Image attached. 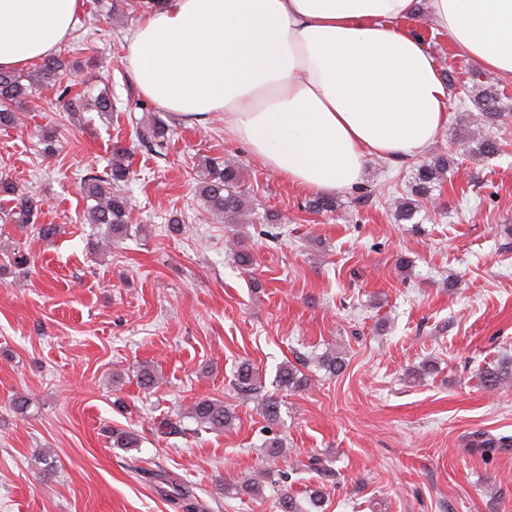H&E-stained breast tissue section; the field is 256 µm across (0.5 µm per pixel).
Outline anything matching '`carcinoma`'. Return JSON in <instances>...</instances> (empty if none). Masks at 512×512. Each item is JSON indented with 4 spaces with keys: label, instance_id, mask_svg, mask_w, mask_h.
Returning <instances> with one entry per match:
<instances>
[{
    "label": "carcinoma",
    "instance_id": "carcinoma-1",
    "mask_svg": "<svg viewBox=\"0 0 512 512\" xmlns=\"http://www.w3.org/2000/svg\"><path fill=\"white\" fill-rule=\"evenodd\" d=\"M77 68V63L68 57L58 54L45 59L41 64L27 72L0 70V126L17 127L20 120L19 110L32 90L54 83L65 72ZM463 106L472 104L476 109L474 117L481 130L471 135L472 144L466 150L475 156H493L501 150L494 130L504 125L508 113L504 111L501 99L494 90L474 83L472 88L464 90L458 97ZM137 138L144 144L163 145L165 127L161 124L143 128L137 132ZM126 150L116 146L113 150V161L109 169L101 174L95 172L83 179L81 193L85 200L92 202L88 206V219L94 224L108 227L109 239H120L129 233V199L117 187L131 180L129 164L125 163ZM449 160L443 154L431 156L418 165L414 173L411 194L400 196L394 201V212L398 220L410 221L414 218L419 199L429 198L437 188L441 187L448 172ZM198 190L207 211L222 214L234 222L242 220L248 211V191L240 177L238 168L231 162L218 159L209 160L201 166ZM0 197L6 198L7 208L3 219L14 224L19 230L37 227L39 238L49 240L58 232L55 224L35 225L42 203L34 195L21 191L8 177L0 176ZM337 201L333 197L316 196L307 201L305 208L311 212H332ZM478 377L484 389L494 392L512 385V360L502 358L478 370ZM160 381L158 372L149 365H143L137 372L139 387L150 390ZM275 382L280 390H296L306 384L300 377V370L290 364L283 363L277 370ZM235 389L248 400L255 403L256 409L264 420L275 425L280 418V401L272 394L264 392L262 376L251 364L242 363L235 374ZM189 419L198 431L221 432L224 427L232 425L236 416L224 401L201 397L193 400L178 421L160 423L165 435H184L186 428L182 419ZM113 445L118 448H136L138 436L126 429L111 430ZM171 495L182 500L183 512H198L197 502L189 492L179 484L171 485ZM323 494L319 488H311L306 492V505H301L297 497L284 490L279 493L278 505L281 512H320Z\"/></svg>",
    "mask_w": 512,
    "mask_h": 512
}]
</instances>
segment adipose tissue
<instances>
[{
	"label": "adipose tissue",
	"instance_id": "ef3b65f1",
	"mask_svg": "<svg viewBox=\"0 0 512 512\" xmlns=\"http://www.w3.org/2000/svg\"><path fill=\"white\" fill-rule=\"evenodd\" d=\"M84 0H0V70L55 54ZM459 58L512 79V0H428ZM416 0H164L128 39L144 97L224 135L314 194L357 185L371 156L421 154L448 121V87L404 23Z\"/></svg>",
	"mask_w": 512,
	"mask_h": 512
}]
</instances>
